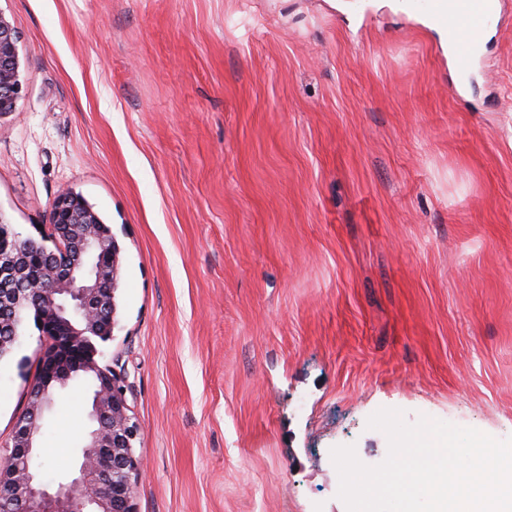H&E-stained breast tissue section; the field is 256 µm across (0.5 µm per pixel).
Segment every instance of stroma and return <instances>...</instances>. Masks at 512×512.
I'll list each match as a JSON object with an SVG mask.
<instances>
[{"mask_svg": "<svg viewBox=\"0 0 512 512\" xmlns=\"http://www.w3.org/2000/svg\"><path fill=\"white\" fill-rule=\"evenodd\" d=\"M21 98L0 218L75 191L120 247L100 364L125 377L137 512H346L333 447L382 408L512 436V0L470 80L396 0H0ZM47 343L0 360V455ZM89 390L35 467L74 476Z\"/></svg>", "mask_w": 512, "mask_h": 512, "instance_id": "1", "label": "stroma"}]
</instances>
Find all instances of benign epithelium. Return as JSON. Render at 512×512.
Returning <instances> with one entry per match:
<instances>
[{"label":"benign epithelium","mask_w":512,"mask_h":512,"mask_svg":"<svg viewBox=\"0 0 512 512\" xmlns=\"http://www.w3.org/2000/svg\"><path fill=\"white\" fill-rule=\"evenodd\" d=\"M20 56L15 29L0 12V117L17 110L21 97ZM51 241L62 252H33L0 217V314L11 340L23 314L36 311L49 339L41 381L17 419L11 451L0 458V512H136L132 490L142 462L132 443L138 431L120 374L98 364L97 342L112 335L120 247L93 207L78 193L58 196L50 210ZM93 380L90 416L95 423L80 450L78 473L53 490L42 484L31 460L37 453L30 420L43 418L57 390L73 374Z\"/></svg>","instance_id":"benign-epithelium-1"}]
</instances>
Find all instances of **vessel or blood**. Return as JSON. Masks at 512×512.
Listing matches in <instances>:
<instances>
[{"label":"vessel or blood","instance_id":"obj_1","mask_svg":"<svg viewBox=\"0 0 512 512\" xmlns=\"http://www.w3.org/2000/svg\"><path fill=\"white\" fill-rule=\"evenodd\" d=\"M423 6L436 24L447 28L451 42L458 49V76L466 78L471 52L493 21L497 0H426Z\"/></svg>","mask_w":512,"mask_h":512}]
</instances>
